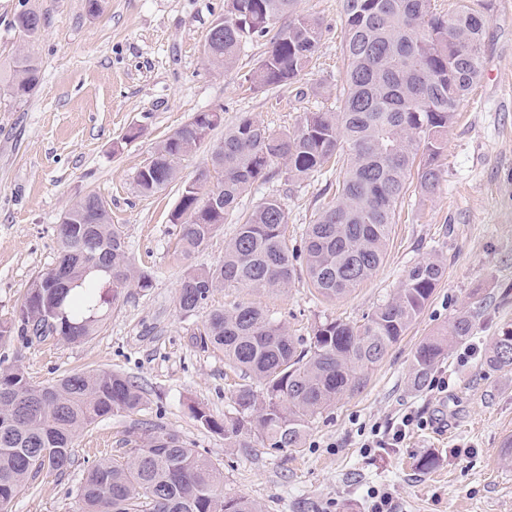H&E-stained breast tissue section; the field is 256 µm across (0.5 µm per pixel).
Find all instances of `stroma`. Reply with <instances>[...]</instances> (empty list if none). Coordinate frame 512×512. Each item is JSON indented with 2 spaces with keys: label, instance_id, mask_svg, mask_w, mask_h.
Wrapping results in <instances>:
<instances>
[{
  "label": "stroma",
  "instance_id": "1",
  "mask_svg": "<svg viewBox=\"0 0 512 512\" xmlns=\"http://www.w3.org/2000/svg\"><path fill=\"white\" fill-rule=\"evenodd\" d=\"M493 4L482 78L448 133L440 183L426 197L406 193L379 272L341 299H324L301 275L281 291L217 289L206 308L186 314L177 296L187 267L222 261L241 214L277 198L288 216V246L300 248L307 224L334 197L336 169L291 182L272 165L189 265L170 221L177 184L146 195L136 175L160 142L201 111L220 107L225 126L248 118L278 133L307 112L336 110L345 76L338 0H296V12L319 19L323 34L309 69L274 89L249 81L266 39L249 43L233 70L206 62L204 40L224 0H104L98 15L86 0H0V319L12 317L31 280L54 266L62 215L91 192L121 226L134 267L152 277L149 288L124 289L84 343L50 337L0 346V361L22 364L33 383L111 370L147 400L140 412H118L85 430L73 467L39 476L17 494L12 512H79L85 469L122 461L142 428L155 424L219 466L225 495L255 500L263 512H368L376 492L388 493L392 512H512V467L499 459L512 437V367L482 366L492 336L512 326V0ZM27 8L45 17L30 42L13 26ZM23 48L39 62L41 81L17 102L7 81ZM435 254L446 270L419 318L363 387L314 417L303 447L268 448L256 435L227 438L196 421V407L219 420L231 414L243 382L223 352L194 338L211 310L251 304L306 338L325 319L362 323L399 288L408 266ZM466 306L480 313L469 342L474 355L453 347L432 371L447 377V390H412L416 349ZM407 413L425 427L396 448L364 447L366 428H389ZM426 454L440 460L433 470L418 466Z\"/></svg>",
  "mask_w": 512,
  "mask_h": 512
}]
</instances>
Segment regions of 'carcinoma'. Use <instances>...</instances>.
<instances>
[{
  "label": "carcinoma",
  "instance_id": "1",
  "mask_svg": "<svg viewBox=\"0 0 512 512\" xmlns=\"http://www.w3.org/2000/svg\"><path fill=\"white\" fill-rule=\"evenodd\" d=\"M294 4L224 0V31L210 38L207 63L231 70L248 42L267 37L270 47L249 75L251 83L264 89L298 79L318 49L322 29L317 20L295 13ZM339 6L346 69L339 111L307 112L287 133H271L249 119L225 130L210 166L182 183L171 221L181 226L178 252L189 261L274 163L287 180L299 181L336 159L335 201L307 225L298 253L288 247V218L280 202L271 198L257 205L225 244L220 264L187 270L177 297L181 311L204 308L218 288H286L299 257L322 297L342 298L383 264L411 174H417L423 195L438 185L448 131L482 76L491 0H481L478 9L456 0L444 14L432 0H339ZM43 23V14L31 8L14 20L30 41ZM39 82L36 59L21 51L9 78L10 96L24 101ZM223 121L221 112H198L158 144L153 165L136 175L139 190L152 194L176 182V164L201 146L198 132H212ZM216 190L224 195V209L214 213L204 209V199ZM57 236L55 267L62 279L49 270L34 277L16 310L20 318L0 321V344L16 336L83 343L100 330L123 289L151 286L150 276L129 261L122 230L99 194L69 207ZM444 270L438 256L414 262L400 287L362 324L326 319L314 325L306 342L252 305L212 311L196 339L224 352L249 382L235 392L234 412L224 422L200 407L192 409L194 417L232 437L254 432L272 448L301 447L311 419L340 395L360 389L368 370L419 318ZM477 317L472 309L462 311L419 345L410 372L414 389L426 386L450 347L471 340ZM483 365L512 366V327L492 338ZM144 405L140 387L117 372H78L35 386L21 365H1L0 512H12L20 489L40 475L66 473L81 432ZM77 496L81 512H261L254 500L224 495L223 472L162 425L144 428L126 459L102 460L89 469Z\"/></svg>",
  "mask_w": 512,
  "mask_h": 512
}]
</instances>
